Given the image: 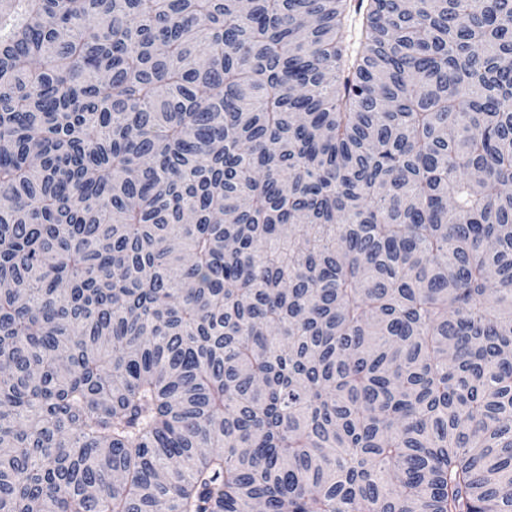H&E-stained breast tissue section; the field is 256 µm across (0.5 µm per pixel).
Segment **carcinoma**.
I'll list each match as a JSON object with an SVG mask.
<instances>
[{"instance_id":"carcinoma-1","label":"carcinoma","mask_w":512,"mask_h":512,"mask_svg":"<svg viewBox=\"0 0 512 512\" xmlns=\"http://www.w3.org/2000/svg\"><path fill=\"white\" fill-rule=\"evenodd\" d=\"M0 0V512H512V0Z\"/></svg>"}]
</instances>
